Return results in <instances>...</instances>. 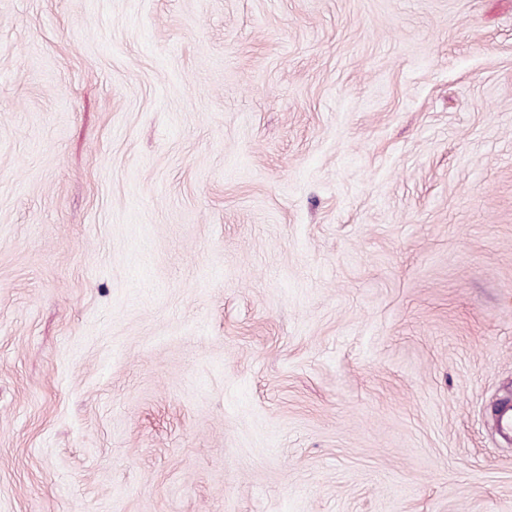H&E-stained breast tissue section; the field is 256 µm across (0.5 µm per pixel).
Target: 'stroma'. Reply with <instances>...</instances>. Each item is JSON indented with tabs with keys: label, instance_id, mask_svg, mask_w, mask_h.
<instances>
[{
	"label": "stroma",
	"instance_id": "obj_1",
	"mask_svg": "<svg viewBox=\"0 0 512 512\" xmlns=\"http://www.w3.org/2000/svg\"><path fill=\"white\" fill-rule=\"evenodd\" d=\"M512 0H0V512H512Z\"/></svg>",
	"mask_w": 512,
	"mask_h": 512
}]
</instances>
